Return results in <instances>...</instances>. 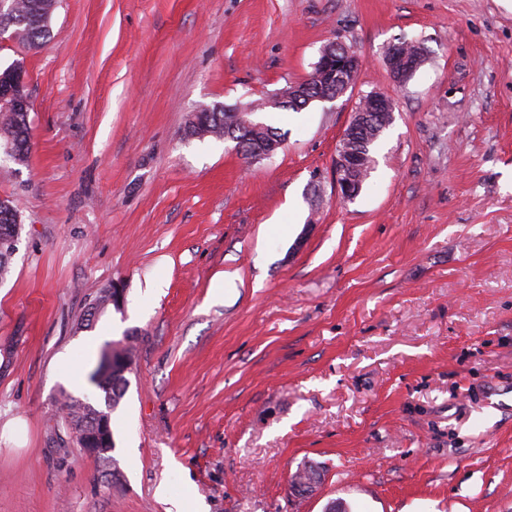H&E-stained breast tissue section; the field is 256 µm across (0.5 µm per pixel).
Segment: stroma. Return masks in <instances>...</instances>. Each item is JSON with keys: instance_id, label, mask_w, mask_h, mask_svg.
Here are the masks:
<instances>
[{"instance_id": "1", "label": "stroma", "mask_w": 512, "mask_h": 512, "mask_svg": "<svg viewBox=\"0 0 512 512\" xmlns=\"http://www.w3.org/2000/svg\"><path fill=\"white\" fill-rule=\"evenodd\" d=\"M38 51L0 36L32 100L22 225L0 283V512H512V0H58ZM346 94L259 121L269 159L189 134L306 79ZM426 60L406 84L387 46ZM394 119L350 201L362 97ZM123 312L81 323L99 291ZM138 333L110 481L60 393ZM316 491H296L301 463ZM361 68V61L356 54L350 50H346L344 57L339 58L336 56V40L328 43L320 53L319 61L315 69L319 70L317 75L319 78L325 77L329 82L336 80L338 73H345L354 76L351 82L353 87L359 75ZM361 163V159L352 157L350 154H346L344 152H342L340 156H336V188L338 194L343 200L349 201L350 199H353L356 195L357 187H355L351 183V179L348 177V172L354 169H360ZM366 179L367 176L362 181V184L358 189L357 195L361 191Z\"/></svg>"}]
</instances>
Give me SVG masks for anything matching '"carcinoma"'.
I'll return each instance as SVG.
<instances>
[{
    "label": "carcinoma",
    "instance_id": "obj_1",
    "mask_svg": "<svg viewBox=\"0 0 512 512\" xmlns=\"http://www.w3.org/2000/svg\"><path fill=\"white\" fill-rule=\"evenodd\" d=\"M55 0H0V31L10 30L15 33V40L30 50H38L51 37L50 16ZM330 88L323 84H310L301 91L283 92L285 101L277 105L279 109L298 112L305 108L306 97L325 95ZM224 110L204 108L191 116L188 122L190 134H210L224 136ZM391 124L390 115L378 113L370 120L357 137L349 143V149L364 156L367 163L375 162L371 148L383 131ZM239 140L242 153H247L255 143L262 141L266 144L281 143L276 129L262 125L258 130L239 128L235 134ZM14 145L17 153L7 154L5 148ZM32 147L28 113L0 112V153L3 160L15 164L28 161ZM21 224L18 220V209L13 201L0 199V279L4 280L10 273V259L17 249L20 239ZM134 332L128 331L117 340L122 345L121 354L108 375L89 374V382L99 391L101 400L91 401L86 397L75 396L61 391L62 405L66 410V418L71 429L81 434L93 420L94 416L102 413L112 415L119 407L129 387L127 374L131 372L135 346ZM114 451L112 440L99 443L94 456L104 465H112L114 473H119L117 461L111 456Z\"/></svg>",
    "mask_w": 512,
    "mask_h": 512
}]
</instances>
